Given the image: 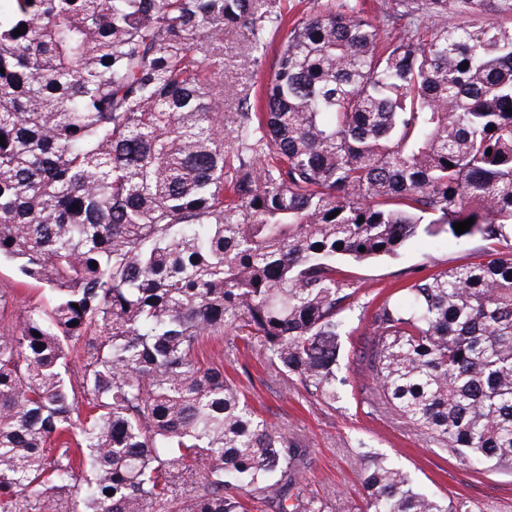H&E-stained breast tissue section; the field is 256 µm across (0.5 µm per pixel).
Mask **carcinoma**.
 <instances>
[{
	"label": "carcinoma",
	"instance_id": "carcinoma-1",
	"mask_svg": "<svg viewBox=\"0 0 512 512\" xmlns=\"http://www.w3.org/2000/svg\"><path fill=\"white\" fill-rule=\"evenodd\" d=\"M4 2L0 261L45 295L14 321L0 290V512H329L302 487L306 441L199 351L257 350L336 404L341 265L420 234L483 259L370 310L368 404L512 474V28L481 19L491 0H387L386 41L358 0L330 3L291 28L260 111L227 116L224 28L258 55L280 11ZM451 6L467 21L442 23ZM353 460L365 512H476Z\"/></svg>",
	"mask_w": 512,
	"mask_h": 512
}]
</instances>
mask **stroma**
<instances>
[{
    "mask_svg": "<svg viewBox=\"0 0 512 512\" xmlns=\"http://www.w3.org/2000/svg\"><path fill=\"white\" fill-rule=\"evenodd\" d=\"M285 33L269 40L265 55L255 57L239 31H224V110L235 111L240 100L256 101L272 72ZM480 240L461 244L451 237L426 235L410 241L397 256L348 266L357 289L349 314L350 335L341 337L340 376L347 383L333 407L308 398L297 384L266 377L255 355L226 363L229 374L248 367L250 397L269 422L300 435L309 445L310 464L302 484L322 498L329 512H358L362 505V472L351 462L354 448L366 446L404 467L416 483L442 497H464L481 512H512V475L479 474L448 456L434 452L409 431L400 419L368 413L367 390L359 372V355L367 331V315L393 288L430 272L478 261Z\"/></svg>",
    "mask_w": 512,
    "mask_h": 512,
    "instance_id": "obj_1",
    "label": "stroma"
}]
</instances>
